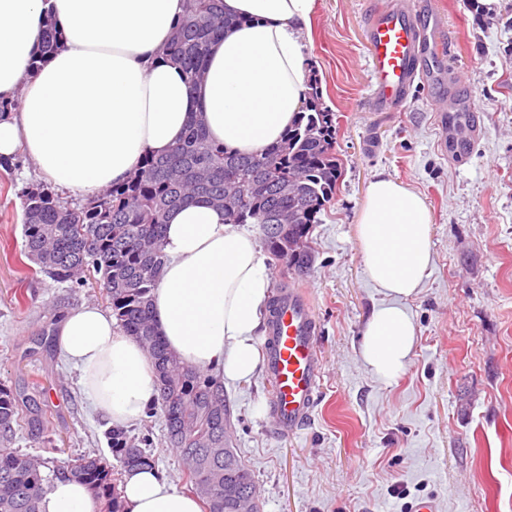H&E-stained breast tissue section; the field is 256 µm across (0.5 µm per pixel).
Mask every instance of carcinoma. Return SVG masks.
<instances>
[{"label":"carcinoma","mask_w":512,"mask_h":512,"mask_svg":"<svg viewBox=\"0 0 512 512\" xmlns=\"http://www.w3.org/2000/svg\"><path fill=\"white\" fill-rule=\"evenodd\" d=\"M227 19L223 0H186L185 16L164 47L190 83L204 76L212 39ZM61 39L48 25L44 52ZM334 113L311 75L306 100L283 138L260 154H241L210 140L203 124L191 121L184 139L164 155H145L131 177L71 206L49 187L31 184L21 192L25 253L39 270L61 282L100 276L121 330L155 357L168 438L180 449L190 491L204 512H237L239 495L255 488L251 470L224 431V391L182 366L152 323V292L164 265V218L170 210L204 202L224 210L226 224H259L272 254L304 273L312 252L307 237L318 214L334 197L340 176L334 140ZM19 398L0 387V512H39L45 462L9 447ZM121 466L147 465L151 459L121 430L109 432ZM233 479L224 484V472ZM89 485L104 501L100 512H120L112 469L101 459L83 457L55 474Z\"/></svg>","instance_id":"1"}]
</instances>
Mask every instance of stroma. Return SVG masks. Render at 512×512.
<instances>
[{
	"instance_id": "35a3bbf8",
	"label": "stroma",
	"mask_w": 512,
	"mask_h": 512,
	"mask_svg": "<svg viewBox=\"0 0 512 512\" xmlns=\"http://www.w3.org/2000/svg\"><path fill=\"white\" fill-rule=\"evenodd\" d=\"M379 0H315L303 44L335 115L341 176L313 225L304 273L268 248L272 286L302 287L321 323L322 394L308 426L278 436L262 377L229 385L233 446L253 473L261 512H512V0H435L447 17L455 71L479 111V150L460 160L440 144L423 96L401 112H370L363 40ZM382 171L426 202L434 266L407 306L416 341L402 373L378 380L363 363L364 323L379 295L355 224L369 180ZM40 177L24 153L0 166V386L19 396L13 450L48 467L83 456L123 469L60 357L59 318L84 303L109 308L96 277L59 282L24 253L19 193ZM160 473L187 490L160 406L129 428Z\"/></svg>"
}]
</instances>
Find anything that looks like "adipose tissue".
Here are the masks:
<instances>
[{
	"label": "adipose tissue",
	"instance_id": "1",
	"mask_svg": "<svg viewBox=\"0 0 512 512\" xmlns=\"http://www.w3.org/2000/svg\"><path fill=\"white\" fill-rule=\"evenodd\" d=\"M314 0H224L229 22L211 41L206 77L188 84L160 52L184 15V0H0V98H21L0 118V157L22 152L65 196L86 197L123 182L147 154L167 153L191 120L209 138L246 154L278 141L305 100L302 40ZM62 42L28 77L46 19ZM153 292V323L182 365L220 385L259 371L258 340L270 276L255 238L205 203L170 212ZM355 233L364 272L380 294L360 343L379 379L402 371L415 342L406 306L433 255L422 195L385 172L369 182ZM79 391L109 427L144 417L159 396L156 363L110 311L87 303L56 330ZM122 512H200L151 466L126 468ZM89 488L58 476L40 512H96Z\"/></svg>",
	"mask_w": 512,
	"mask_h": 512
}]
</instances>
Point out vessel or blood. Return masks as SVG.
<instances>
[{
	"label": "vessel or blood",
	"mask_w": 512,
	"mask_h": 512,
	"mask_svg": "<svg viewBox=\"0 0 512 512\" xmlns=\"http://www.w3.org/2000/svg\"><path fill=\"white\" fill-rule=\"evenodd\" d=\"M447 20L434 0H384L365 21L373 112H399L415 93L425 94L437 114L443 141L467 159L482 136L475 109L444 62ZM321 325L302 288H282L264 342L263 377L269 393L267 420L283 437L296 436L311 420L321 394Z\"/></svg>",
	"instance_id": "b4317fda"
}]
</instances>
